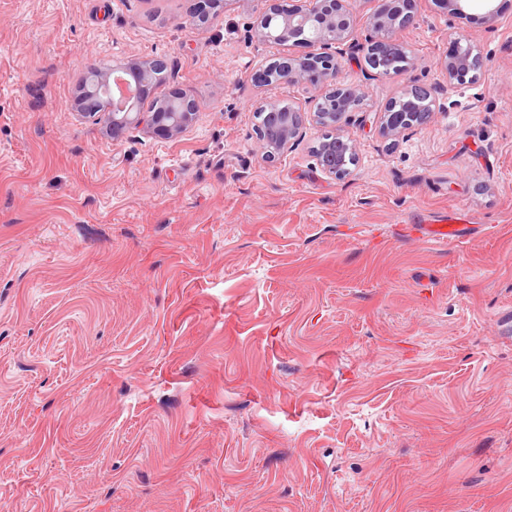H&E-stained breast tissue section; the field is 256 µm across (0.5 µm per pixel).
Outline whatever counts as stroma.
Instances as JSON below:
<instances>
[{"label":"stroma","instance_id":"35a3bbf8","mask_svg":"<svg viewBox=\"0 0 512 512\" xmlns=\"http://www.w3.org/2000/svg\"><path fill=\"white\" fill-rule=\"evenodd\" d=\"M419 0L402 75L349 50L358 159L307 124L261 157L286 54L262 0H0V506L7 512H512V0ZM465 35L483 62L449 88ZM164 57L162 139L72 108L89 67ZM426 88L430 122L376 120ZM460 209L463 239L413 236ZM494 1L495 0H437V3L452 14L462 15L466 13V9L474 5V2H482V7L486 10L484 18L487 21H491L497 16V9L492 7V2ZM462 42H467L463 36H459L450 42L446 51L437 61V66L448 78V86L466 80L472 73L471 55L464 56L459 50ZM401 102L399 98H395L390 102L385 112H381V115L378 117L377 123L379 128V133L384 136H396L404 131L414 128L421 127L426 125L430 121V116L433 110L432 106L434 104L431 101L432 106L430 105L429 111L426 112V119L423 124H418L415 122V118L417 117V113L413 112H402V109L399 108Z\"/></svg>","mask_w":512,"mask_h":512}]
</instances>
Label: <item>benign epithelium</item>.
<instances>
[{"mask_svg":"<svg viewBox=\"0 0 512 512\" xmlns=\"http://www.w3.org/2000/svg\"><path fill=\"white\" fill-rule=\"evenodd\" d=\"M476 1L482 2L486 20L495 19L494 0H436L443 9L459 15ZM377 2L378 7L366 18L369 35L360 45L365 52L397 44L398 34L415 20L417 0ZM265 3L256 25V37L268 43L285 41L308 52L275 58L268 67L255 72V80L264 86L306 84L324 91V95L317 111L308 117L293 105L260 104L255 113L261 157L272 162L288 150L309 119L335 130L319 142L316 158L325 173L343 179L357 163L356 143L346 133L345 126L350 114L360 110L359 101L364 97L361 85L339 80L345 55L340 45L353 35L356 25L352 0H294V5L286 9L280 0H265ZM222 4L223 0H195V23L207 24ZM464 41L462 36L455 38L437 61L450 86L466 80L472 73L471 57L459 50ZM167 68L163 58L131 60L110 71L91 67L80 84L77 109L98 117L114 138L140 127L161 138L177 137L192 127L197 104L179 87L169 89L163 97H153L155 88L166 80ZM399 105V99L392 100L378 117L380 134L396 136L418 126L417 114L404 112Z\"/></svg>","mask_w":512,"mask_h":512,"instance_id":"benign-epithelium-1","label":"benign epithelium"}]
</instances>
